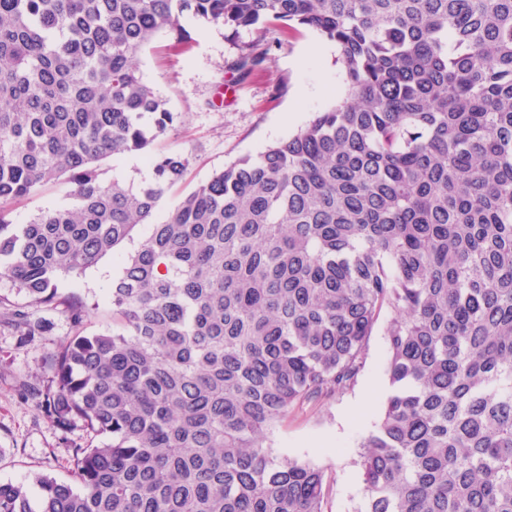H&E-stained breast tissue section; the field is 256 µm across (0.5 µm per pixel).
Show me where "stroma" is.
<instances>
[{
    "instance_id": "35a3bbf8",
    "label": "stroma",
    "mask_w": 512,
    "mask_h": 512,
    "mask_svg": "<svg viewBox=\"0 0 512 512\" xmlns=\"http://www.w3.org/2000/svg\"><path fill=\"white\" fill-rule=\"evenodd\" d=\"M182 24L191 36L183 52L170 49L160 31L139 55L142 80L181 114L182 122L156 143L157 150H186L192 163L186 180L160 201L156 219H164L183 194L238 159L258 156L272 143L288 138L318 112L343 101L347 83L339 51L312 30L291 34L273 29L266 35L268 71L238 82L226 69L240 47L254 40L250 31L204 26L191 18ZM101 184L113 178L140 183L151 171L140 156L119 155L97 165ZM115 257L102 259L79 277L62 280L59 295L78 294L99 308L86 322L87 332L111 329L105 289L119 274ZM35 317L47 329L22 337L0 326V482L27 483L37 474L72 478V450L88 439L82 422L68 432L57 430L35 401L23 396L27 385H47L46 356L70 337L68 318L58 309L38 308ZM387 344L383 329L370 339L356 384L318 407L291 414L276 427L268 443L278 458L311 461L325 471L329 493L326 512H358L364 486L358 465L360 442L373 429L390 393L386 374Z\"/></svg>"
}]
</instances>
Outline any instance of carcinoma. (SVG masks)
Instances as JSON below:
<instances>
[{"label":"carcinoma","instance_id":"cac0c4a2","mask_svg":"<svg viewBox=\"0 0 512 512\" xmlns=\"http://www.w3.org/2000/svg\"><path fill=\"white\" fill-rule=\"evenodd\" d=\"M189 16L257 38L228 69L266 70L269 26L334 42L345 102L215 172L164 220L191 154L157 152L179 121L138 75ZM138 153L152 177L104 186ZM65 178L73 204L15 224ZM151 226L96 305L62 298ZM0 295L74 328L49 358L44 415L89 435L76 484L0 483V512H325L324 470L275 460L268 434L351 388L381 312L391 392L362 439L361 512H512V0H0ZM101 184L108 185L114 177L135 184L150 177L151 171L138 155H119L102 160L97 165ZM120 270L121 266L116 257L109 256L82 276L68 278L58 283V293L61 296L78 294L91 303L98 302L99 309L86 322L87 332L112 330V319L107 313L108 304L104 300V294L107 285L120 273Z\"/></svg>","mask_w":512,"mask_h":512}]
</instances>
